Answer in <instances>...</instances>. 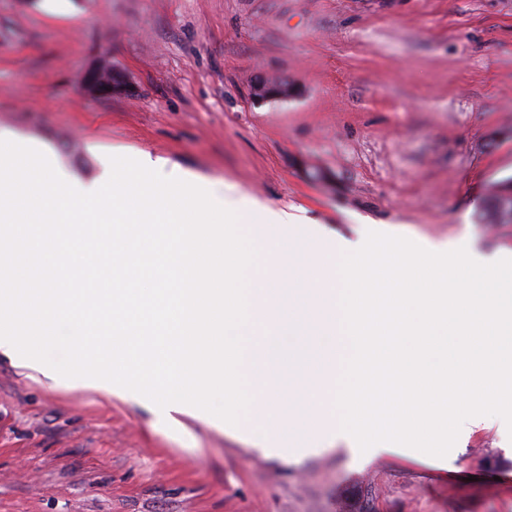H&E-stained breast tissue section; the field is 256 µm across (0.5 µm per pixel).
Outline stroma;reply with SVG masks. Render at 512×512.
I'll return each mask as SVG.
<instances>
[{"label":"stroma","mask_w":512,"mask_h":512,"mask_svg":"<svg viewBox=\"0 0 512 512\" xmlns=\"http://www.w3.org/2000/svg\"><path fill=\"white\" fill-rule=\"evenodd\" d=\"M101 58L130 94L84 96ZM261 76L288 95L254 98ZM1 130L83 181L146 153L347 238L512 251V223L479 219L512 178V0H0ZM180 421L0 355V512H512L497 416L444 471L340 444L284 461Z\"/></svg>","instance_id":"1"}]
</instances>
